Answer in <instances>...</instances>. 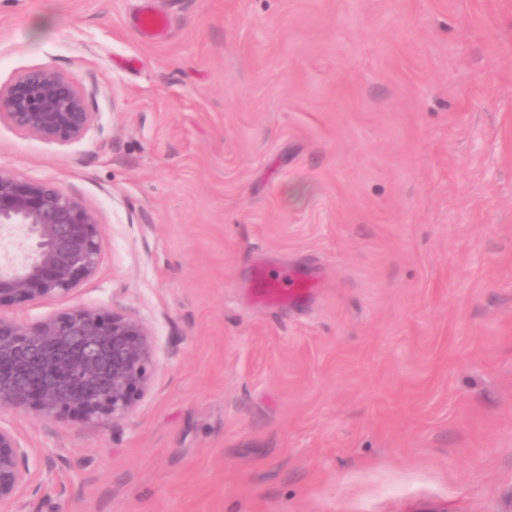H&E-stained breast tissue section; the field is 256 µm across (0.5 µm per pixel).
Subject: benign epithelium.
<instances>
[{"label": "benign epithelium", "mask_w": 512, "mask_h": 512, "mask_svg": "<svg viewBox=\"0 0 512 512\" xmlns=\"http://www.w3.org/2000/svg\"><path fill=\"white\" fill-rule=\"evenodd\" d=\"M94 119L77 80L53 69L29 70L0 89V122L45 142L79 141ZM0 231L27 246L20 260L0 265V310L69 296L101 262L96 211L50 182L3 169ZM152 366L146 328L115 311L78 305L35 326L0 313V411L117 421L144 393ZM31 453L0 426V512H16L31 488Z\"/></svg>", "instance_id": "7a95c632"}]
</instances>
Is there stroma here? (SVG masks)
<instances>
[{
	"label": "stroma",
	"instance_id": "stroma-1",
	"mask_svg": "<svg viewBox=\"0 0 512 512\" xmlns=\"http://www.w3.org/2000/svg\"><path fill=\"white\" fill-rule=\"evenodd\" d=\"M34 68L95 124L2 122L0 168L102 258L8 314L102 306L154 361L121 420L0 413L20 512H512V0H0V87ZM259 263L315 286L265 306ZM32 449L13 431L0 425V511L14 510L31 488L34 474L30 468Z\"/></svg>",
	"mask_w": 512,
	"mask_h": 512
}]
</instances>
